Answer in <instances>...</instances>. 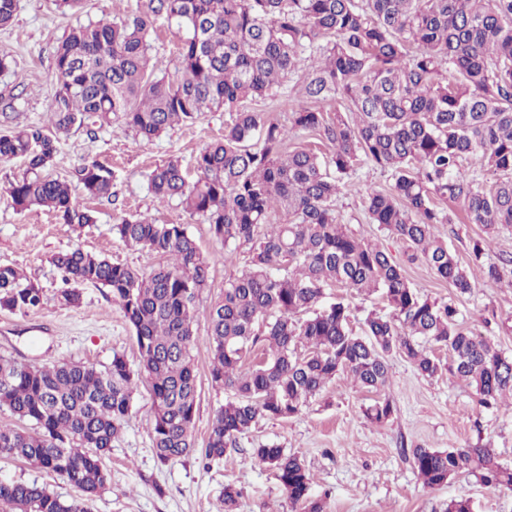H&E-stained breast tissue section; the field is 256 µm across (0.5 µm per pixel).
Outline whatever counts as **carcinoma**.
I'll return each mask as SVG.
<instances>
[{
	"label": "carcinoma",
	"instance_id": "cac0c4a2",
	"mask_svg": "<svg viewBox=\"0 0 512 512\" xmlns=\"http://www.w3.org/2000/svg\"><path fill=\"white\" fill-rule=\"evenodd\" d=\"M17 10L18 0H0V28ZM159 17L178 37L173 73L161 76L150 68ZM54 72L49 113L59 134L115 117L151 141L215 109L228 112L224 138L193 161L194 182L174 156L147 174L160 202L177 201L224 245L247 248L240 274L205 317L211 385L233 393L214 416L207 459L237 450L239 435L262 419L300 414L339 375L384 390L393 353L433 377L434 348L445 349L448 371L475 388L480 406L512 399V358L460 329L453 303L422 298L403 267L351 235L336 212L359 164L387 171L389 188L368 195L370 223L407 245L409 261L423 260L459 293L470 292L466 269L433 227L454 223L450 203L470 224L512 227V0H145L135 14L72 27L55 48ZM296 76L306 98L338 103L336 114L289 98L288 129L253 106ZM292 130L320 135L330 155L306 145L287 149ZM57 150L58 139L39 126L0 133V163H26L10 184L12 203L46 208L79 228L97 223L84 201L112 198V170L98 161L75 168L81 201L67 181L48 174ZM479 170L494 180H482ZM277 208L286 222H271ZM112 231L167 262L145 274L79 248L60 252L53 263L65 288L57 299L75 307L81 285L109 289L134 331L138 367L119 353L102 369L0 356V409L18 421L0 424V456L53 472L83 493L64 501L36 483L1 481L5 512H89L107 482L103 458L132 420L143 378L158 460L176 461L194 447L195 299L207 287L209 262L182 224L119 215ZM482 258L476 241L469 264L489 282L508 275ZM338 286L380 295L394 316L370 313L364 335L354 334L348 306L324 303L326 290ZM42 299L19 269L0 266V310L34 311ZM393 413L388 397L366 410L375 423ZM408 457L428 488L466 473L512 490V468L486 445L417 446ZM252 459L277 472L292 503L324 512L298 456L261 445Z\"/></svg>",
	"mask_w": 512,
	"mask_h": 512
}]
</instances>
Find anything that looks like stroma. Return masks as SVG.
I'll list each match as a JSON object with an SVG mask.
<instances>
[{
  "label": "stroma",
  "mask_w": 512,
  "mask_h": 512,
  "mask_svg": "<svg viewBox=\"0 0 512 512\" xmlns=\"http://www.w3.org/2000/svg\"><path fill=\"white\" fill-rule=\"evenodd\" d=\"M143 2L82 0L78 8L64 13L54 0H19L14 22L0 29V57L9 61L0 71V131L39 125L51 132L47 112L59 40L72 26L135 12ZM226 117L221 110L209 112L150 142L134 140L117 121L93 136L82 128L61 135L50 173L68 180L74 196L83 194L81 185L71 180L74 167L83 161H99L114 173V200L91 204L96 223L76 228L40 207L17 211L9 196H0V266L23 269L43 294L37 310L0 311V356L30 363L65 358L101 369L120 353L130 365H137L132 329L109 290L82 286L80 305L63 306L57 300L62 274L52 262L56 253L78 247L142 273L162 264L160 255L127 246L113 235V219L121 213L185 225L209 261L208 285L196 300L197 316L205 318L242 263L225 260L224 243L209 225L176 204L160 203L149 191L146 175L174 155L192 165L208 144L223 137ZM388 185L387 172L361 164L336 200L342 223L356 237L378 241L402 263L409 282L422 295L453 301L461 328L490 339L512 358V288L498 287L477 274L471 292L461 294L438 279L425 262L408 261L404 243L370 223L366 214L368 191ZM434 234L447 242L460 263L468 262L477 239L485 262L502 265L512 260V228L488 236L481 225L459 217L454 223L435 225ZM192 355L199 391L193 450L173 463L158 461L150 436L151 401L146 386H139L135 416L104 458L109 478L91 502V512H224V487L229 483L241 492L236 512H303L289 502L275 472L252 461L251 450L261 443L280 445L304 461L313 477L310 494L324 501L325 512H442L449 500L462 495L474 500L477 512H512L510 490L484 486L471 475L427 488L412 468L406 451L414 446L447 449L480 442L491 443L498 461L512 467V406H479L474 388L444 367L427 378L405 358L390 355L385 394L396 411L387 422L377 424L366 417L375 393L339 377L300 415L259 421L239 437L238 451L211 462L205 459L204 448L215 410L229 394L210 383L205 330L197 331ZM0 480L35 482L66 500L82 496L55 473L18 460L0 458Z\"/></svg>",
  "instance_id": "stroma-1"
}]
</instances>
